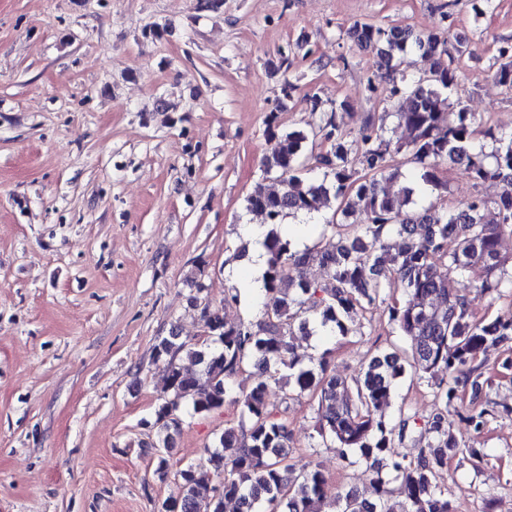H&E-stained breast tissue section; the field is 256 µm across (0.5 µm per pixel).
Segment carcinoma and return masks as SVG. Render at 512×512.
I'll use <instances>...</instances> for the list:
<instances>
[{
  "instance_id": "obj_1",
  "label": "carcinoma",
  "mask_w": 512,
  "mask_h": 512,
  "mask_svg": "<svg viewBox=\"0 0 512 512\" xmlns=\"http://www.w3.org/2000/svg\"><path fill=\"white\" fill-rule=\"evenodd\" d=\"M354 39L378 49V79L390 97L405 95V106L395 116L408 139L394 145L384 131L373 129L356 143L329 118L322 127L329 148L312 156L311 169L322 177L312 178L302 175L309 134L293 130L279 135L277 116H269L271 147L263 170L279 174L282 188L268 192L259 185L247 198V210L263 215L267 226L261 241L267 256L264 318L257 324L229 325L205 307L201 317L210 342L192 345L171 337L156 346L173 395L156 411L155 423L165 438L181 425L175 411L182 400L193 413L207 414L229 399L249 422L247 428L225 425L215 448L208 450L213 473L192 465L179 472L180 490L171 500L177 512H224V502L233 499L249 500L252 512H320L327 479L316 466L297 473L288 463L289 431L271 401L273 384L284 389V401L310 397L323 445L343 458L358 450L373 472L378 500L351 488L337 494L338 512H388L386 501L394 494L399 512H453L438 483L448 459L464 452L471 462L483 457L476 448H460L446 413L459 384L470 386L473 404L491 386L477 359L488 347L512 341V310L478 319L467 296L451 282L465 278L480 291L498 295L512 288L509 260L499 250L500 239L512 235V135L490 127L484 136L495 147L473 150L471 114L463 108L449 111L444 97L458 84L449 36L364 23ZM410 47L433 62L430 76L413 83L396 62ZM498 54L491 78L512 90V46L500 47ZM404 148L420 165L412 179L391 164V153ZM445 163L463 169L476 184L495 181L502 190L494 198L475 196L452 207L419 205L416 197L423 190L439 195L447 190L439 172ZM332 202L336 208L326 227L336 244L293 248L281 231L282 220L317 213ZM314 264L326 274L320 284L303 276ZM391 278L400 283L405 299L390 305L389 320L411 338L410 353L378 350L349 382L330 373L324 357L303 365L291 338L295 328L309 324V313L345 338L357 331L356 316L382 300ZM182 352L199 370L176 363ZM248 363L255 365L256 379L249 390L229 398V379ZM408 373L427 382L435 397L434 413L423 425L428 441L410 460L395 443L403 440L408 421L393 425L381 412Z\"/></svg>"
}]
</instances>
